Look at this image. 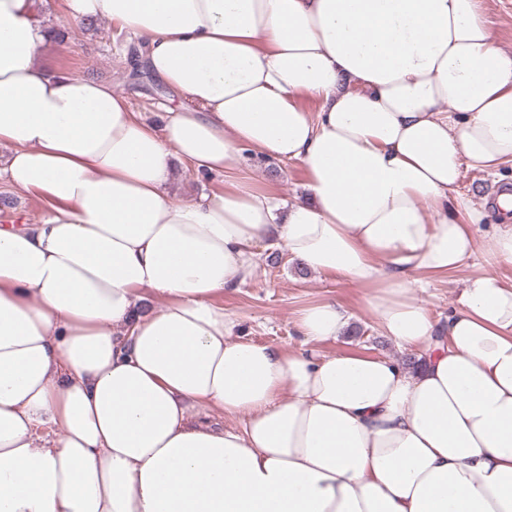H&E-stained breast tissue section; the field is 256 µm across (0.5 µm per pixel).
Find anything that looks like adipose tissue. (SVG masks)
Returning a JSON list of instances; mask_svg holds the SVG:
<instances>
[{
  "instance_id": "obj_1",
  "label": "adipose tissue",
  "mask_w": 512,
  "mask_h": 512,
  "mask_svg": "<svg viewBox=\"0 0 512 512\" xmlns=\"http://www.w3.org/2000/svg\"><path fill=\"white\" fill-rule=\"evenodd\" d=\"M63 3L146 42L180 106L159 129L44 70L34 0H0V175L46 207L0 226V512H512V220L476 240L460 190L512 163L486 0ZM246 151L300 164L304 197L234 177ZM177 161L223 188L173 200ZM275 245L362 289L415 361L235 337L217 298ZM478 250L437 338L413 293ZM350 319L324 299L295 326Z\"/></svg>"
}]
</instances>
